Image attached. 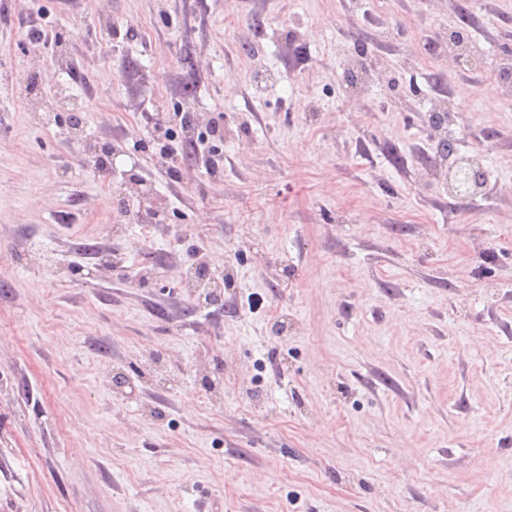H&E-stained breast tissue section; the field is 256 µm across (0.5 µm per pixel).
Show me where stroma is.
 <instances>
[{"label": "stroma", "instance_id": "35a3bbf8", "mask_svg": "<svg viewBox=\"0 0 512 512\" xmlns=\"http://www.w3.org/2000/svg\"><path fill=\"white\" fill-rule=\"evenodd\" d=\"M460 2L8 0L0 512H512V0H478V66L428 62ZM359 47L385 78L350 92ZM33 65L80 131L24 102ZM438 84L493 194L429 165ZM185 110L223 114V176L142 150ZM134 173L158 207L116 220Z\"/></svg>", "mask_w": 512, "mask_h": 512}]
</instances>
